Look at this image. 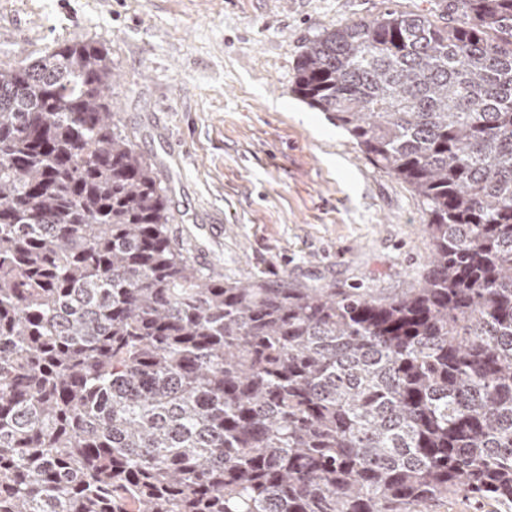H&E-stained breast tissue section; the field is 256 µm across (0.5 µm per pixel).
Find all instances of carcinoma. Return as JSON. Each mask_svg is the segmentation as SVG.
<instances>
[{
	"mask_svg": "<svg viewBox=\"0 0 512 512\" xmlns=\"http://www.w3.org/2000/svg\"><path fill=\"white\" fill-rule=\"evenodd\" d=\"M445 8L297 69L421 199L430 272L388 300L196 265L103 43L0 69V512L512 505V0Z\"/></svg>",
	"mask_w": 512,
	"mask_h": 512,
	"instance_id": "carcinoma-1",
	"label": "carcinoma"
}]
</instances>
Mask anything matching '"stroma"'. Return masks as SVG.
Masks as SVG:
<instances>
[{
  "label": "stroma",
  "instance_id": "1",
  "mask_svg": "<svg viewBox=\"0 0 512 512\" xmlns=\"http://www.w3.org/2000/svg\"><path fill=\"white\" fill-rule=\"evenodd\" d=\"M389 10L456 22L440 0H0V68L104 42L115 120L154 165L177 242L220 224L226 280L392 298L428 268L421 203L295 93L309 41Z\"/></svg>",
  "mask_w": 512,
  "mask_h": 512
}]
</instances>
